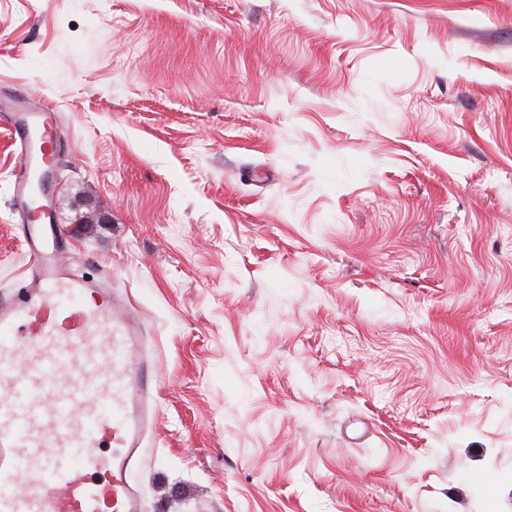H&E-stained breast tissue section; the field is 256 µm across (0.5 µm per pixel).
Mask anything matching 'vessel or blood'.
Segmentation results:
<instances>
[{
	"label": "vessel or blood",
	"instance_id": "b4317fda",
	"mask_svg": "<svg viewBox=\"0 0 512 512\" xmlns=\"http://www.w3.org/2000/svg\"><path fill=\"white\" fill-rule=\"evenodd\" d=\"M19 149L12 201L30 265L0 301V512H142L129 474L157 427V363L111 276L65 259L44 179L61 163L55 107L0 97Z\"/></svg>",
	"mask_w": 512,
	"mask_h": 512
}]
</instances>
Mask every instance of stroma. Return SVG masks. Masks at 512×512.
<instances>
[{
    "label": "stroma",
    "mask_w": 512,
    "mask_h": 512,
    "mask_svg": "<svg viewBox=\"0 0 512 512\" xmlns=\"http://www.w3.org/2000/svg\"><path fill=\"white\" fill-rule=\"evenodd\" d=\"M0 90L159 359L143 512H512V0H0Z\"/></svg>",
    "instance_id": "stroma-1"
}]
</instances>
